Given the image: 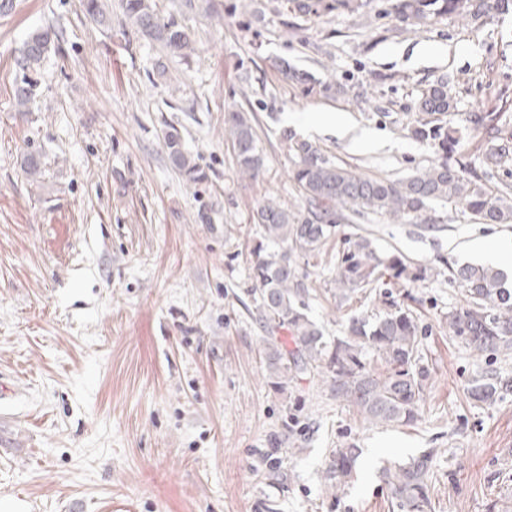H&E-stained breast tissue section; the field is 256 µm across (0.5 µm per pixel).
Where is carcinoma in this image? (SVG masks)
Masks as SVG:
<instances>
[{
  "label": "carcinoma",
  "mask_w": 512,
  "mask_h": 512,
  "mask_svg": "<svg viewBox=\"0 0 512 512\" xmlns=\"http://www.w3.org/2000/svg\"><path fill=\"white\" fill-rule=\"evenodd\" d=\"M509 0H399L394 10L403 18L427 20L433 15L457 13L477 20L505 8ZM127 19L143 37L160 43L167 53L186 58L195 52L191 33L173 21L159 19L151 0H123ZM296 11L305 16H322L337 10L360 13L368 0H293ZM58 33L52 28L31 32L15 61L18 71L13 101L20 112H28L35 101L40 71ZM453 107L448 82L430 85L419 101L425 115L446 112ZM486 131L495 144L491 158L512 155V132L490 122ZM224 136L234 153L241 175L254 179L263 165V156L251 116L246 112L224 114ZM164 146L172 167L190 184L204 173L186 149L180 132L169 127ZM293 179L305 196L307 216L294 213L268 200L252 214L260 244L253 251L250 275L256 319L267 333L263 360L274 384L284 389L288 383L317 372L325 378L338 400L355 408L366 419L382 424L408 425L418 418L428 371L420 365L421 329L418 317L409 308L396 307L369 320L352 317L344 334L330 342L319 325L305 312L300 301L306 293L291 262L294 253L311 255L325 244L336 223V210L354 213L367 210L392 219H424L436 201L462 204L483 224H512V185L493 189L477 174L456 168L443 159L406 179L391 181L359 175L328 162L322 154L302 143ZM415 282L419 273L403 259L382 258L372 238L358 236L340 260L336 294L347 301L358 290L385 280ZM449 279L464 286L466 304L448 311V331L461 338L479 356L512 353V289L506 277L488 266L462 265L450 270ZM291 333L292 348L276 336ZM384 364L371 367L369 355ZM512 387V378L491 372L474 380L472 396L491 400L499 390ZM362 453L359 448H338L329 461L327 476L336 492H342L355 473ZM432 457L422 454L382 471L391 491V506L399 512H430L428 477Z\"/></svg>",
  "instance_id": "carcinoma-1"
}]
</instances>
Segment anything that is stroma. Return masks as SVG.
Here are the masks:
<instances>
[{"label": "stroma", "instance_id": "35a3bbf8", "mask_svg": "<svg viewBox=\"0 0 512 512\" xmlns=\"http://www.w3.org/2000/svg\"><path fill=\"white\" fill-rule=\"evenodd\" d=\"M10 0L0 9V497L28 512H390L382 468L432 452V512H512V388L469 399L488 371L512 377V355L477 356L448 332L465 294L448 269L477 238L512 237L459 204L418 224L339 212L321 251L295 256L309 316L326 338L353 316L408 304L423 325L430 371L411 425L365 420L320 375L279 389L263 361L265 332L247 311L258 205L298 215L294 144L387 180L441 159L512 184L492 163L477 115L512 128V9L474 21L402 19L396 0L359 14L272 12L270 0H154L191 31L189 60L166 54L128 23L122 0ZM53 27L59 49L31 112L13 104L15 60L30 32ZM165 72H158L157 62ZM286 62L299 80H284ZM450 79L454 106L430 122L458 145L442 155L412 130L421 93ZM253 113L264 165L241 177L224 114ZM180 129L207 181L187 183L162 135ZM378 133L381 148L353 140ZM42 162L29 180L24 156ZM380 255L425 267L340 301L338 261L358 234ZM362 451L344 492L326 478L334 449ZM287 489L266 480L270 467Z\"/></svg>", "mask_w": 512, "mask_h": 512}]
</instances>
